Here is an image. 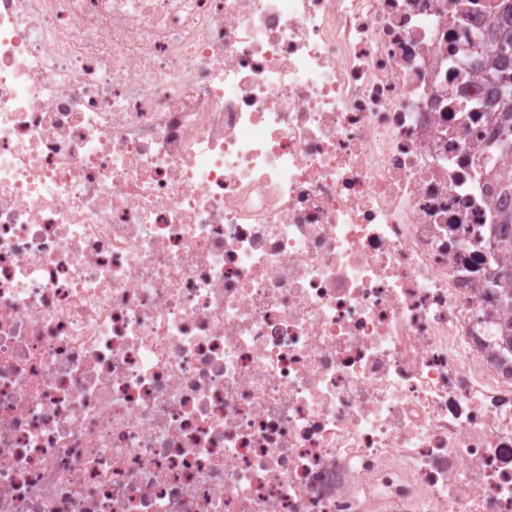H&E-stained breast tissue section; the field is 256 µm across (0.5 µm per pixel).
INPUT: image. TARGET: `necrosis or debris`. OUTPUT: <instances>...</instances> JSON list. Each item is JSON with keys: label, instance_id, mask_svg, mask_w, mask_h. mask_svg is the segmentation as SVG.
Returning a JSON list of instances; mask_svg holds the SVG:
<instances>
[{"label": "necrosis or debris", "instance_id": "necrosis-or-debris-1", "mask_svg": "<svg viewBox=\"0 0 512 512\" xmlns=\"http://www.w3.org/2000/svg\"><path fill=\"white\" fill-rule=\"evenodd\" d=\"M496 0H0V512H512Z\"/></svg>", "mask_w": 512, "mask_h": 512}]
</instances>
